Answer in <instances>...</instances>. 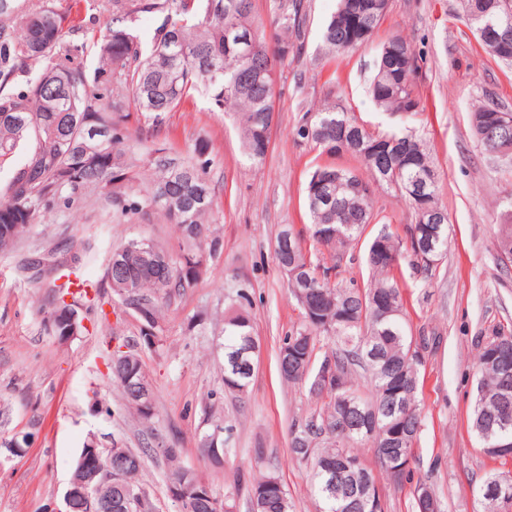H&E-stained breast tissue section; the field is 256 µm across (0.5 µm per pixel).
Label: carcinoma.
<instances>
[{
    "label": "carcinoma",
    "instance_id": "cac0c4a2",
    "mask_svg": "<svg viewBox=\"0 0 512 512\" xmlns=\"http://www.w3.org/2000/svg\"><path fill=\"white\" fill-rule=\"evenodd\" d=\"M466 13H480L473 26L489 22L499 28L512 26V0H464ZM389 0H338L322 40L333 54L344 55L367 44L384 18ZM91 7L110 15L98 44V65L87 68L86 44L66 38L75 31L68 17L50 0H0V168L11 166V175L0 189V248L14 244L30 228L38 209L62 200L74 203L88 189L114 187L129 179L133 167L128 134L112 123V110L120 107L114 94L131 98L136 111L152 123L174 111L194 94H205L222 112L236 114L246 154L254 164L265 161L273 125V86L263 70L277 68L288 55L301 56L305 41L303 0H273V32L259 31L253 0H92ZM143 15L162 17L150 43L141 41L135 23ZM253 33L257 51L250 61L231 47L237 35ZM497 60L512 64V40L483 44ZM420 57L402 35H394L377 53L370 95L382 110L413 116L422 111L414 95ZM504 109L496 104L478 106L471 114L475 135L492 154L487 129ZM336 103L318 111H304L297 135L315 148L334 154L336 146L358 159L369 177L355 168L324 165L316 168L309 184L322 183L318 194H306L309 237L316 253L301 246L294 253L276 257L277 265L310 266L317 274L308 295L309 309L302 310L304 324L285 336L278 348L280 376L288 383H307L309 393L322 406L296 420L291 428V448L307 447L310 454L297 457L311 464V483L323 502L324 512H369L362 505L364 488L376 475L354 452L371 444L377 463L390 477L401 480L406 469L393 471L388 454L394 448L417 446L422 427L418 400V350L413 348L403 316L402 286L387 253L402 257L422 238L418 209L425 205L439 212L442 232L434 245L448 248V218L439 203L438 181L425 199L406 192L421 173L436 174L434 162L421 142L408 133L371 132ZM209 142L195 143L196 161L177 162L155 150L151 166L154 185L143 202L126 204L118 196L112 203L124 211L160 207L182 228L187 252L177 260L163 247L147 242L145 253L125 246L112 251L110 264L126 266L127 277L113 279L112 291L126 306L148 302V318L141 319L144 341L159 340L160 306L200 277L201 259L195 250L221 252L222 242L208 234L216 191L205 177L210 159ZM399 191L409 201L414 222L406 239L385 229L367 244L364 259L372 279L363 288L338 279L341 262L350 247L376 219L372 194L376 187ZM78 300L87 297V282L76 275L58 286L62 296L71 288ZM251 299L239 290L224 314V386L245 391L251 374L245 363H236L253 340L248 313ZM336 341V348L317 357L321 337ZM336 373L338 386L317 381L323 364ZM480 379L471 409V429L483 452L500 457L497 446L512 440V429L503 432L500 420L512 417V332L497 333L478 355ZM146 375L140 358L130 365L112 363V379L126 405L146 419L127 384V374ZM411 394L410 411L398 401ZM351 406L345 415L350 431L342 438L328 432L340 413V398ZM171 466L169 482H177L194 500L190 512H215L209 499H197L198 477L180 463L181 449H164ZM352 457L359 465L334 474L323 469L328 459ZM279 477L272 472L258 476L239 471L237 483L248 485L252 512H291L285 488L270 489Z\"/></svg>",
    "mask_w": 512,
    "mask_h": 512
}]
</instances>
